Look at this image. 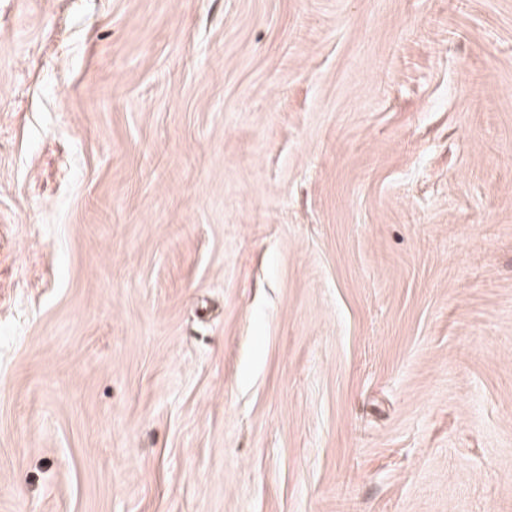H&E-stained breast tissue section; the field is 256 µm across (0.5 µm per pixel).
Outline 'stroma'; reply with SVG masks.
I'll list each match as a JSON object with an SVG mask.
<instances>
[{
    "label": "stroma",
    "instance_id": "stroma-1",
    "mask_svg": "<svg viewBox=\"0 0 512 512\" xmlns=\"http://www.w3.org/2000/svg\"><path fill=\"white\" fill-rule=\"evenodd\" d=\"M0 512H512V0H0Z\"/></svg>",
    "mask_w": 512,
    "mask_h": 512
}]
</instances>
